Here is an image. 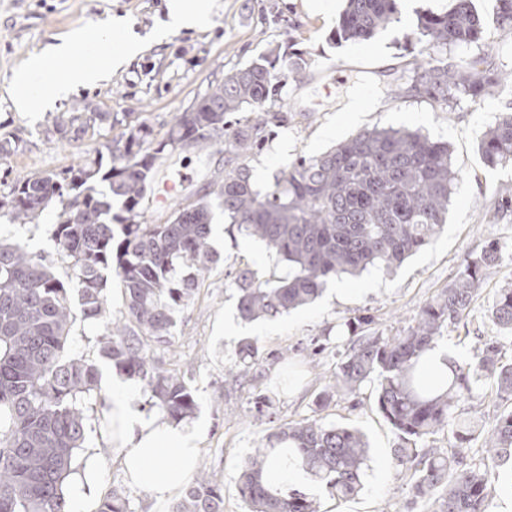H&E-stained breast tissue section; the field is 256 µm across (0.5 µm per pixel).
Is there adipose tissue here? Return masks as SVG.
Segmentation results:
<instances>
[{
  "label": "adipose tissue",
  "instance_id": "ef3b65f1",
  "mask_svg": "<svg viewBox=\"0 0 512 512\" xmlns=\"http://www.w3.org/2000/svg\"><path fill=\"white\" fill-rule=\"evenodd\" d=\"M168 19L152 30L148 39L131 34L122 19L112 20L103 33V46L96 55L76 56L80 36L57 38L46 50L33 55L16 78L14 104L18 111L37 112L53 98L70 90L98 85L128 58L144 50L146 41L162 42L181 30L210 25L214 0H170ZM51 69L64 72L62 81L48 85L42 76ZM107 412L119 425L122 465L131 481L151 493L157 506H164L193 472L199 450L190 435L167 421L146 419L132 405L129 391L113 386Z\"/></svg>",
  "mask_w": 512,
  "mask_h": 512
}]
</instances>
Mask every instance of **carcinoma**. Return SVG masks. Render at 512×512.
I'll list each match as a JSON object with an SVG mask.
<instances>
[{"label": "carcinoma", "instance_id": "carcinoma-1", "mask_svg": "<svg viewBox=\"0 0 512 512\" xmlns=\"http://www.w3.org/2000/svg\"><path fill=\"white\" fill-rule=\"evenodd\" d=\"M396 19V0H346L333 38L364 41ZM497 23L512 32V0H497ZM484 37V20L470 0L423 15L407 36L419 46L420 59L396 92L452 108L512 87V71H499L483 53L448 60L449 48H480ZM308 65L303 52L273 48L178 113L166 140L153 143L143 123L106 145L108 170L103 158L89 159L61 173L18 179L0 197V210L14 224H36L55 209L54 251L68 260L73 282L70 288L58 279L46 256L0 241V512H70L65 486L80 467L88 405L100 397L98 365L70 348L76 315L108 320L100 357L141 383L149 409L174 423L195 414L188 379L164 369L154 352L171 345L176 312L216 262L209 244L213 209L293 269L273 282L248 270L235 277L238 313L248 321L307 305L344 275L398 267L441 230L458 175L448 143L420 132L362 130L321 154L297 156L272 183L256 186L250 159L269 124L287 117L273 111L282 79H302ZM111 118L110 112H81L60 131L79 121L76 132L83 133ZM187 148L224 155L223 175L197 199L178 203L166 222L154 224L145 217L144 201L156 162L168 149ZM479 150L491 168L512 164V108L486 132ZM497 196L495 220L512 210V185L500 187ZM501 259L499 242H489L393 336L370 330L371 318H358L334 382L316 399L325 407L336 393L377 381L378 410L401 440L395 460L411 471V500L430 504V512H486L496 492L489 465L512 463V408L490 430L456 414L459 403L474 398L487 381L500 399L512 401V361L504 359L498 337L485 341L465 367L448 361V374L435 385L418 381L427 351L468 318L486 272ZM114 277L124 303L112 317L108 284ZM489 316L512 334V287L498 289ZM438 431L447 432L451 448L481 441L480 462L442 448H417ZM284 443L329 496L345 501L361 489L364 435L305 419L268 434L249 457L238 492L252 512H318L314 497L285 493L266 479ZM99 512H128L123 492L112 491ZM171 512H224V488L201 470Z\"/></svg>", "mask_w": 512, "mask_h": 512}]
</instances>
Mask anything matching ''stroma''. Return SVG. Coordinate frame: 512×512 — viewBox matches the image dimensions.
Wrapping results in <instances>:
<instances>
[{
    "mask_svg": "<svg viewBox=\"0 0 512 512\" xmlns=\"http://www.w3.org/2000/svg\"><path fill=\"white\" fill-rule=\"evenodd\" d=\"M216 2L205 30L170 36L114 71L108 81L70 94L52 110L19 112L13 83L31 55L74 30L81 31L83 44L96 43L112 17L124 18L133 33L145 35L165 20L167 0H0V138L14 145L0 153V175L16 180L65 170L105 153L109 142L143 123L152 129L153 141H161L176 113L277 45L309 52L311 63L303 79L284 86L280 109L288 120L270 128L267 142L250 162L258 186L271 183L296 156L319 154L366 128L419 130L448 142L458 180L443 231L396 271L374 268L329 282L320 299L287 315L240 319L232 283L236 273L247 268L256 278L274 279L286 276L288 266L215 213L210 245L219 261L178 313L172 346L160 354L167 368L189 373L198 410L183 426L200 449L199 468L224 487V512H249L237 478L261 439L277 427L313 418L360 429L370 444L363 487L351 500L338 502L311 479L303 480L301 490L318 497L320 512H405L408 486L394 460L398 438L376 407L373 385L354 395H336L323 408L316 406V397L334 380L348 319L373 317V329L395 335L492 239L504 246L501 264L485 277L465 327L449 329L437 346L464 365L473 360L480 337L496 334L488 308L498 288L512 281V215L492 223L488 214L497 204L498 187L512 183V165L486 166L479 141L512 105V92L450 110L390 93L414 54L406 37L419 15L448 11L455 0H397V22L369 40L342 43L331 39L341 13L337 7L319 15L305 0ZM472 6L486 23L491 62L512 70V34L502 35L496 23V0H472ZM81 107L112 113L114 120L79 135L60 134L58 117ZM223 168L220 154L165 152L145 200L147 219L165 221L173 201L195 199ZM54 222L51 210L38 224H12L0 217V240L20 243L37 255L49 253ZM246 342L257 355L245 373L260 380L226 391L224 381L239 364V349ZM258 392L269 400L260 412L253 403ZM106 408L100 400L86 412L91 429L81 456L99 463L94 493L102 499L121 489L131 512H155L151 494L132 485L112 450Z\"/></svg>",
    "mask_w": 512,
    "mask_h": 512,
    "instance_id": "obj_1",
    "label": "stroma"
}]
</instances>
